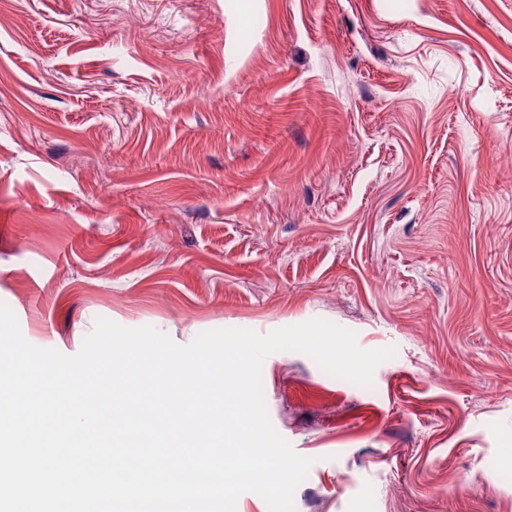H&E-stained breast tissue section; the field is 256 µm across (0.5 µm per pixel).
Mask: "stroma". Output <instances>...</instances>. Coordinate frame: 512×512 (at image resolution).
I'll return each instance as SVG.
<instances>
[{"label":"stroma","mask_w":512,"mask_h":512,"mask_svg":"<svg viewBox=\"0 0 512 512\" xmlns=\"http://www.w3.org/2000/svg\"><path fill=\"white\" fill-rule=\"evenodd\" d=\"M0 302L394 346L265 359L295 512H512V0H0Z\"/></svg>","instance_id":"1"}]
</instances>
